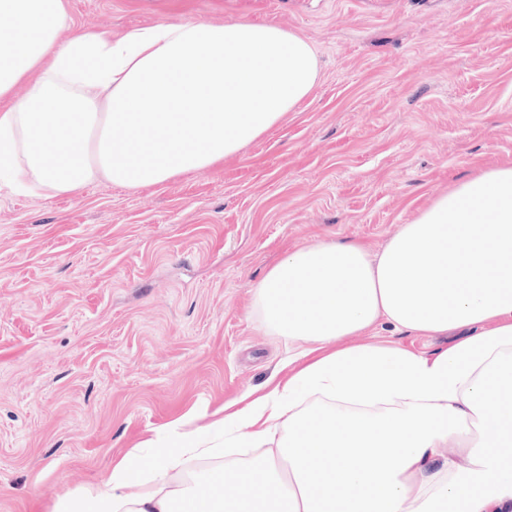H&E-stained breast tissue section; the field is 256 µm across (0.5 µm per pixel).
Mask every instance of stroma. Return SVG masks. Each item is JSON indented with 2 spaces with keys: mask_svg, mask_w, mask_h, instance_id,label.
Wrapping results in <instances>:
<instances>
[{
  "mask_svg": "<svg viewBox=\"0 0 512 512\" xmlns=\"http://www.w3.org/2000/svg\"><path fill=\"white\" fill-rule=\"evenodd\" d=\"M76 30L270 22L319 80L238 154L156 186L0 183V512H51L174 422L264 393L288 343L252 292L312 241L378 252L434 194L512 161V0H63ZM431 354L444 336L365 331Z\"/></svg>",
  "mask_w": 512,
  "mask_h": 512,
  "instance_id": "1",
  "label": "stroma"
}]
</instances>
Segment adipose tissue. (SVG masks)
I'll return each instance as SVG.
<instances>
[{"label": "adipose tissue", "mask_w": 512, "mask_h": 512, "mask_svg": "<svg viewBox=\"0 0 512 512\" xmlns=\"http://www.w3.org/2000/svg\"><path fill=\"white\" fill-rule=\"evenodd\" d=\"M67 23L62 0H0V180L31 194L207 168L318 80L310 44L274 25L187 21L62 44ZM253 306L291 345L288 379L243 394L206 433L172 424L52 512H512V413L497 410L512 400V162L437 194L378 252H288ZM382 321L455 340L428 356L338 347ZM274 436L252 461L221 464Z\"/></svg>", "instance_id": "adipose-tissue-1"}]
</instances>
